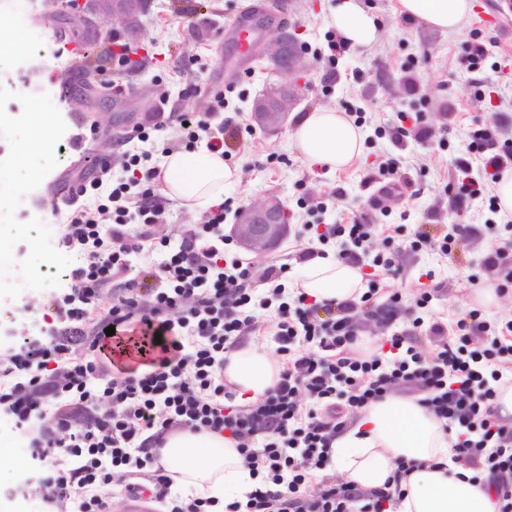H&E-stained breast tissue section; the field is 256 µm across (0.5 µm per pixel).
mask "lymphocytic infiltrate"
<instances>
[{
    "label": "lymphocytic infiltrate",
    "mask_w": 512,
    "mask_h": 512,
    "mask_svg": "<svg viewBox=\"0 0 512 512\" xmlns=\"http://www.w3.org/2000/svg\"><path fill=\"white\" fill-rule=\"evenodd\" d=\"M497 128L493 119L472 131L468 151L480 158L484 176L473 178L470 162H463L458 201L482 196L512 168L511 151L486 153ZM142 159L127 154L123 169L131 179L118 184L108 163L91 173L72 171L61 242L83 263L56 300L55 324L36 342L0 354V415L17 421L33 454L53 456L43 479L53 512L64 502L71 512H105L107 488L122 481L136 491L133 479L144 473L165 512H209L212 500L174 494L159 465L166 435L180 429L230 432L246 467L260 475L246 503H230L224 512H386L391 495L381 489L360 494L325 482L308 500L300 490L328 460L336 400L359 408L398 389L424 394L426 406L454 428V462L496 476L512 473V427L493 410L498 385L512 374V318L489 321L474 310L449 326L433 322L437 344L427 354L396 335L389 360L356 352L357 303L370 305L384 324L398 310L395 298L375 303L377 279L360 302L320 306L302 294L288 297L279 282L283 270L272 265L270 287L256 297L242 262L224 258L223 206L175 240L134 231V223L157 224L163 215L154 188L159 171L141 170ZM388 232L356 216L326 234L346 236L351 247L340 257L357 266L359 248ZM134 258L156 281L148 302L119 295L101 310L103 289ZM257 307L275 310L270 326L284 367L263 399L236 408L224 386L228 343L257 330ZM476 333L490 335L486 348H471Z\"/></svg>",
    "instance_id": "f902f5d3"
}]
</instances>
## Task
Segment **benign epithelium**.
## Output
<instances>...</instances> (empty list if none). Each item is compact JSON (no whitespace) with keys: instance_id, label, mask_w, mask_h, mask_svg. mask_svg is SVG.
I'll return each mask as SVG.
<instances>
[{"instance_id":"obj_1","label":"benign epithelium","mask_w":512,"mask_h":512,"mask_svg":"<svg viewBox=\"0 0 512 512\" xmlns=\"http://www.w3.org/2000/svg\"><path fill=\"white\" fill-rule=\"evenodd\" d=\"M88 7L82 18L93 17L104 24L117 23L130 47L141 44V16L149 0H86ZM266 71L275 77L266 90L251 104V126L265 134L282 132L303 99L301 88L293 81L295 75L309 70L301 44L286 28L257 47ZM285 203L275 195L239 207L234 214L232 239L243 250L259 257L275 251L288 236Z\"/></svg>"}]
</instances>
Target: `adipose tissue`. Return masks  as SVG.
I'll use <instances>...</instances> for the list:
<instances>
[{"mask_svg":"<svg viewBox=\"0 0 512 512\" xmlns=\"http://www.w3.org/2000/svg\"><path fill=\"white\" fill-rule=\"evenodd\" d=\"M397 2L400 13L446 33L460 31L473 13V0ZM333 22L348 47L366 48L379 38L377 19L361 0H336ZM292 138L309 165L332 171L346 168L363 153L360 127L333 108L308 112ZM160 178L166 195L202 213L223 202L239 173L221 153L185 149L164 157ZM293 285L319 304L356 301L365 290L358 267L330 256L311 261ZM282 370L279 358L250 345L229 353L224 380L255 403L275 386ZM330 448L344 483L364 490L390 487L392 512H498L487 476H475L453 462L445 421L418 396L390 394L369 403L355 423L337 429ZM159 453L175 486L222 505L243 499L258 482L227 434L177 430L167 435ZM401 462L412 470L398 479L394 473Z\"/></svg>","mask_w":512,"mask_h":512,"instance_id":"adipose-tissue-1","label":"adipose tissue"}]
</instances>
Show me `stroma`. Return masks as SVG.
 Instances as JSON below:
<instances>
[{
	"label": "stroma",
	"instance_id": "stroma-1",
	"mask_svg": "<svg viewBox=\"0 0 512 512\" xmlns=\"http://www.w3.org/2000/svg\"><path fill=\"white\" fill-rule=\"evenodd\" d=\"M65 2L0 0V25L9 32L11 44L6 61L0 63V171L14 174L0 193V224L6 229L0 250L17 256L26 267L55 266L63 257L71 269L81 262L60 242L62 228L48 201L50 176L79 164L94 168L108 160L117 179L123 175L124 153L132 150H150L152 164H160L164 149L186 146L175 136L176 116L181 112H211L216 131L230 122L248 126L249 105L271 80L263 63L253 61L250 74L237 81L224 108H212L216 79L232 76L224 67V54L234 50L235 44L225 37L224 27L246 0H150L142 18L140 63L120 75L112 70L105 32H69L57 39L38 22V15L58 13ZM499 2L474 0L468 24L448 35L396 13V0H363L380 21L381 38L370 48L349 51L330 67L317 54L336 36L332 24L336 0H276L273 25L287 23L296 28L312 66L308 76L312 87L292 113L291 122L317 106L360 116L364 151L347 169L333 172L309 165L289 131L267 135L256 130L248 136L232 161L240 179L228 193L225 219H232L239 206L269 194L284 199L290 211V233L271 255L258 257L234 243L225 245L227 255L247 265L254 288H266V269L272 264L286 265L282 281H293L304 268L299 253L318 245L319 227L345 223L355 214L402 228L393 265L379 277L381 298L400 296V315L394 325L359 332V341L398 334L419 350L431 352V337L414 328L413 319L435 316L454 323L473 309L470 275H478L483 285L498 283L499 271L487 270L484 258L491 243L512 254V217L491 212L488 198L458 205L453 197L472 130L492 116H501L496 147L512 148V15L499 14ZM476 31L493 42L494 65L472 72L462 68L458 59L465 41ZM93 67L98 81L87 84L89 102L72 109L61 85L86 83V72ZM116 79L127 85L128 97L150 86L157 100L133 124L122 125L120 139L111 145L104 121L122 111L123 102L112 98L105 85ZM35 106L48 116L52 127L46 178L41 182L14 172L32 137L29 112ZM158 111L167 117V127L161 131L153 128L152 115ZM399 123L408 134L397 141L389 129ZM136 125L149 130L148 142L128 140ZM389 159L397 164L399 175L410 180L414 196L405 208L385 217L371 205L376 186L370 176ZM20 203L40 224L38 238L26 236L24 221L16 214ZM454 224L473 225L474 232L458 241L453 258L409 245L415 231L436 238ZM10 277L18 286L7 298L13 321L0 332L1 351L38 337L41 327L54 321V299L68 285L64 279L52 285L23 281L15 271ZM425 291L431 300L426 308L417 309L415 300ZM1 434L8 436L13 457L24 471L0 479V512H46L40 479L47 474V464L32 460L29 440L13 418L0 417Z\"/></svg>",
	"mask_w": 512,
	"mask_h": 512
}]
</instances>
